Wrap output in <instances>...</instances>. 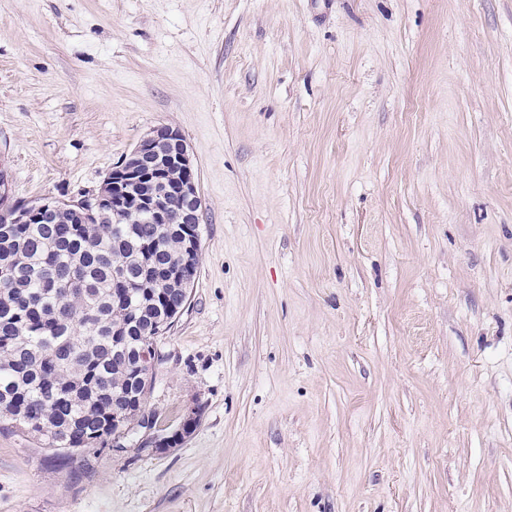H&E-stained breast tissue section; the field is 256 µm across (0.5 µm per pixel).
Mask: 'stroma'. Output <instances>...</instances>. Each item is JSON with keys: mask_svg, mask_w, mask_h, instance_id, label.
Returning <instances> with one entry per match:
<instances>
[{"mask_svg": "<svg viewBox=\"0 0 512 512\" xmlns=\"http://www.w3.org/2000/svg\"><path fill=\"white\" fill-rule=\"evenodd\" d=\"M182 134L167 454L0 429V512H512V0H0L11 196Z\"/></svg>", "mask_w": 512, "mask_h": 512, "instance_id": "obj_1", "label": "stroma"}]
</instances>
